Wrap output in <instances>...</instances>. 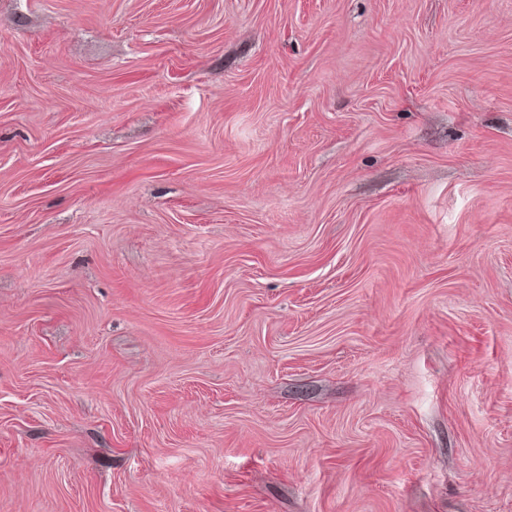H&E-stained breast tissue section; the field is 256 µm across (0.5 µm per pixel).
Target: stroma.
I'll return each instance as SVG.
<instances>
[{
    "instance_id": "35a3bbf8",
    "label": "stroma",
    "mask_w": 512,
    "mask_h": 512,
    "mask_svg": "<svg viewBox=\"0 0 512 512\" xmlns=\"http://www.w3.org/2000/svg\"><path fill=\"white\" fill-rule=\"evenodd\" d=\"M0 512H512V0H0Z\"/></svg>"
}]
</instances>
